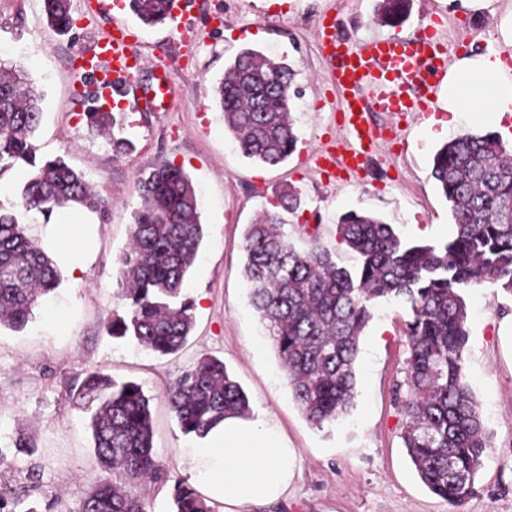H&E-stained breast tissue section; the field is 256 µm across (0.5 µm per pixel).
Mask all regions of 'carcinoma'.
<instances>
[{
	"label": "carcinoma",
	"mask_w": 512,
	"mask_h": 512,
	"mask_svg": "<svg viewBox=\"0 0 512 512\" xmlns=\"http://www.w3.org/2000/svg\"><path fill=\"white\" fill-rule=\"evenodd\" d=\"M145 25L170 20V0H130ZM48 24L60 33L73 25L70 0H43ZM295 71L283 60L245 49L224 69L216 95L224 126L241 154L276 166L297 142L289 89ZM42 93L14 70L0 68V175L26 173L20 197L0 203V326L24 329L40 300L63 280L57 262L27 234L31 212L100 211L108 204L86 176L57 156H37L34 136L42 119ZM87 127L115 129L112 112L84 113ZM432 177L450 203L456 227L440 245L410 244L381 219L349 212L336 240L356 253L349 270L337 266L318 231L296 249L266 211L244 235V275L250 306L288 373L296 404L321 428L353 404L359 341L380 300L407 305L408 357L404 381L394 385L401 438L421 482L463 512L491 447L479 404L464 374L469 341L464 293L486 282L512 295V152L493 133H463L433 157ZM140 206L130 240L118 258L117 283L126 301L108 331L158 355L179 351L194 326L187 275L203 240L199 199L183 168L163 163L141 173ZM295 189L282 188L278 206L299 207ZM73 399L98 402L90 417L96 480L78 512H145L136 488L164 478L153 450L150 399L133 382L92 371ZM181 432L205 438L226 415L248 416L250 400L224 361L204 356L166 389ZM173 512H213L204 496L181 482L171 493ZM0 512H40L15 491L0 489Z\"/></svg>",
	"instance_id": "cac0c4a2"
}]
</instances>
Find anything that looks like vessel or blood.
<instances>
[{
    "mask_svg": "<svg viewBox=\"0 0 512 512\" xmlns=\"http://www.w3.org/2000/svg\"><path fill=\"white\" fill-rule=\"evenodd\" d=\"M318 44L323 60L332 64L331 85L340 107L339 136L324 142L314 162L317 169L355 177L365 157L385 138L371 124V113L421 119L448 80L451 54L430 27L419 28L411 38L351 39L342 34L334 14L321 18ZM140 66L131 33L117 27L98 42L84 70L103 98L131 95L162 109L167 98L165 72H158L156 85L146 90L137 79Z\"/></svg>",
    "mask_w": 512,
    "mask_h": 512,
    "instance_id": "b4317fda",
    "label": "vessel or blood"
}]
</instances>
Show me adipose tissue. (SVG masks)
I'll return each instance as SVG.
<instances>
[{
	"instance_id": "adipose-tissue-1",
	"label": "adipose tissue",
	"mask_w": 512,
	"mask_h": 512,
	"mask_svg": "<svg viewBox=\"0 0 512 512\" xmlns=\"http://www.w3.org/2000/svg\"><path fill=\"white\" fill-rule=\"evenodd\" d=\"M449 123L465 115L498 125L512 116V74L488 51L460 58L448 73ZM196 489L224 503V512H250L253 505L287 493L299 476V451L288 447L270 423L228 416L211 430L207 447L189 459Z\"/></svg>"
}]
</instances>
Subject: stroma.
Listing matches in <instances>:
<instances>
[{
	"instance_id": "35a3bbf8",
	"label": "stroma",
	"mask_w": 512,
	"mask_h": 512,
	"mask_svg": "<svg viewBox=\"0 0 512 512\" xmlns=\"http://www.w3.org/2000/svg\"><path fill=\"white\" fill-rule=\"evenodd\" d=\"M193 2L185 31L172 22L149 27L124 14L145 60L140 82L150 81L153 66L167 64L171 95L167 111L137 113V125L124 129L134 148L116 156L105 137L87 129L84 114L92 109L93 89L78 76L74 60L111 29L112 13L99 9L97 0H70L74 24L60 34L46 23L42 0H0V66L22 71L44 93L35 137L39 155L63 156L111 199L106 212L86 214L87 256L77 274L64 277L25 329L0 328V448L8 459L0 465V485L26 494L42 512H77L96 464L91 413L69 402L68 394L88 372L98 371L141 384L149 397L154 453L167 481L138 492L147 512H171V491L177 482H192L188 457L205 442L182 434L165 389L201 356L213 355L247 393L253 418L275 423L300 452L296 483L258 512H449L447 502L420 482L393 401V384L405 376L408 307L375 305L360 338L354 407L334 423L313 427L248 304L244 233L260 213L277 206L281 186L291 185L301 204L283 212L284 232L301 249L306 238L298 225L316 226L338 265L357 263L336 241L339 219L350 211L381 218L409 242L449 240L454 221L431 175L432 158L457 134H483L488 125L471 118L452 129L412 120L399 124L380 113L376 123L398 126L400 141L385 143L360 177L321 178L313 157L337 133V101L319 51L317 21L333 11L346 30L369 38L407 35L429 24L458 59L474 49L499 53L512 47V37L501 33L502 22L512 19V0H489L488 7L475 9L462 8L459 0H406L391 18L380 14V0ZM245 48L283 58L296 72L297 147L276 166L242 156L215 102L225 66ZM165 162L181 165L197 189L205 237L186 286L195 302L194 328L182 350L161 357L113 338L107 321L126 312L115 259L128 244L139 173ZM465 301L471 336L464 373L491 439L466 512H512V295L487 283L466 291ZM20 437L27 448H16Z\"/></svg>"
}]
</instances>
